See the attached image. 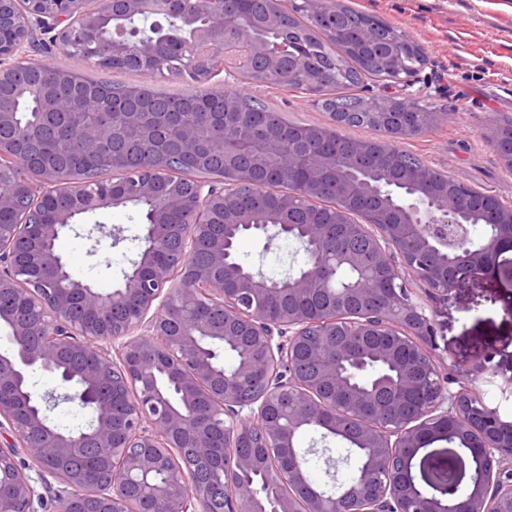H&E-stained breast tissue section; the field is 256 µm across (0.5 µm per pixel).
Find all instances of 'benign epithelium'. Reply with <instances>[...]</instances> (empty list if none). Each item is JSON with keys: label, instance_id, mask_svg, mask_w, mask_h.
<instances>
[{"label": "benign epithelium", "instance_id": "1", "mask_svg": "<svg viewBox=\"0 0 512 512\" xmlns=\"http://www.w3.org/2000/svg\"><path fill=\"white\" fill-rule=\"evenodd\" d=\"M201 24L189 39L165 41L134 29L137 20L168 18L183 12L186 0H0V325L7 326L11 352L0 354V512H40L37 485L59 484V512H501L512 503V421L499 407H484L487 422L475 427L466 419L467 404L484 398L468 373L441 374L436 354L434 315L413 298L412 289L393 264L401 255L405 268L440 296L479 274L506 269L512 251V208L477 189L456 193L431 190L422 177L408 202L400 205L380 185L359 186L337 178L347 203H361L382 214L381 224H352L367 238L364 247L326 253L321 250L330 225H303L288 195L276 215L258 220L232 203L233 192L264 191L298 178L314 194L336 178V157L324 144L348 129L342 114H328L322 125L300 128L296 139L308 143L311 157L269 137L239 151L238 161L217 178L185 184L173 181L178 166L207 151L218 158L230 151L227 118L234 102L204 113L202 126L186 122L175 108L155 100L146 84L127 86L124 97L149 108L121 109L109 92L98 91L97 110L82 100H62L56 86L86 88L85 77L57 67L31 52L47 43L60 45L88 65H116L146 78L159 74V48L177 64L171 75L191 85L225 73L224 85L247 94L243 69L231 70L233 56L249 64L260 54L277 66L282 56L245 35L230 41L224 28L230 16L223 0H195ZM282 13L306 7L322 17L326 0H273ZM37 98L40 122L17 123L20 100ZM372 113L406 138L411 135L416 95H373ZM76 130L80 155L116 161L132 153L147 163L124 173L107 187L72 178V167L48 163L62 130ZM377 160L367 142L357 145L346 168L369 176ZM69 188L71 203L51 201ZM144 203L149 224L138 259L108 292L72 278L53 244L60 232L89 210ZM478 212L494 229L480 246L470 243ZM224 232L211 231L216 213ZM181 223H171V216ZM263 231L268 239H301L305 258L298 271L268 278L238 261L234 238L239 232ZM95 256L104 240H121V231L94 224L87 232ZM346 267L366 271L382 285L389 307L361 319L354 332L340 324L343 313L332 302L313 319L290 309L280 319L263 310L265 298L285 292L296 298L325 291ZM238 354L227 368L217 349ZM40 368L66 388L36 395L23 384ZM262 373L264 390L243 393L242 384ZM392 394L416 402L411 413L378 414L357 437L346 422ZM295 406L282 417L278 399ZM61 402L92 411L87 427L62 430L48 424L47 412ZM454 437L483 461L482 482L447 487L427 480L417 486L416 457L438 438ZM258 430L262 447L288 453V470L262 462L240 449L242 433ZM323 430L365 452L325 457L326 474L355 464L357 477L334 483L332 491L310 487L304 465L308 453L299 433ZM25 453L31 464L18 460ZM112 457V467L95 482L85 471L65 464L78 453ZM265 470V484H288V493L265 498L250 482L233 476ZM307 488L298 497L294 489Z\"/></svg>", "mask_w": 512, "mask_h": 512}]
</instances>
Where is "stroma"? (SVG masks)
I'll list each match as a JSON object with an SVG mask.
<instances>
[{
	"instance_id": "stroma-1",
	"label": "stroma",
	"mask_w": 512,
	"mask_h": 512,
	"mask_svg": "<svg viewBox=\"0 0 512 512\" xmlns=\"http://www.w3.org/2000/svg\"><path fill=\"white\" fill-rule=\"evenodd\" d=\"M344 4L381 19L418 43L427 61L422 67L429 87L420 97L436 104L450 118L424 134L398 142V149L418 156L427 165L453 175L512 207V171L502 165L485 137L492 123L512 117V0H343ZM47 55L61 68L123 86L148 84L152 90L178 94L184 82L168 75L144 78L131 70H101L69 55L58 46ZM274 111L299 124L321 125L327 114L312 95L272 88H253ZM83 224L100 222L122 228L117 246L102 247L97 257L81 227L63 229L56 250L75 279L107 290L137 259L145 226L131 206L112 207L83 216ZM237 256L265 276L282 278L295 272L304 253L298 243L264 235L244 237ZM439 354L447 363L478 374L487 403L499 406L512 420V401L505 402L497 384L480 371L487 351H495L500 376L512 375V282L483 275L449 292L435 305Z\"/></svg>"
}]
</instances>
